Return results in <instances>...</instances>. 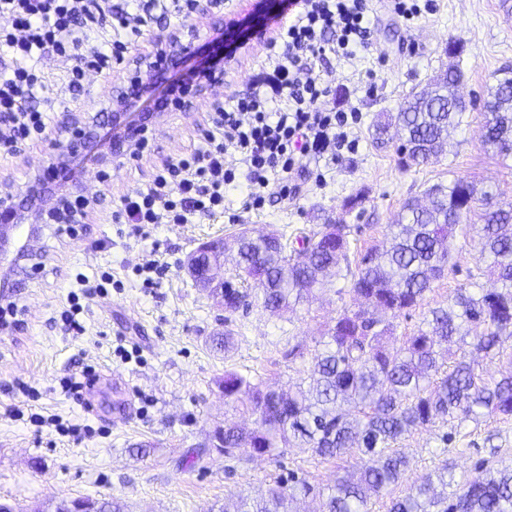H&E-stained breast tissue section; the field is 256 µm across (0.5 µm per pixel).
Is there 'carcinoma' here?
<instances>
[{
    "label": "carcinoma",
    "mask_w": 512,
    "mask_h": 512,
    "mask_svg": "<svg viewBox=\"0 0 512 512\" xmlns=\"http://www.w3.org/2000/svg\"><path fill=\"white\" fill-rule=\"evenodd\" d=\"M459 67L432 77L430 89L408 95L396 116L374 125L379 140L395 143L404 168L438 157L448 132L467 110L453 88ZM484 99L483 144L512 158V68L497 71ZM426 201L409 199L391 242L373 246L358 258L349 254L350 228L328 225L304 235L298 246L263 236L243 243L235 258V279L224 288V311L232 314L251 297V281L262 285L254 296L277 315L310 302L328 278L343 275L361 299L345 310L311 353L304 377L286 391L237 372L224 374V398L238 404L252 427L224 426V455L278 460L283 449L306 448L322 459L355 456L336 473L322 497L320 512H366L371 494L402 483L411 460L394 447L401 438L434 420L482 415L512 416V203L493 205V194L464 177L431 185ZM482 213V259L497 288L477 292L460 286L448 305L429 310L424 327L396 335L393 319L423 305L426 292L450 260L449 243L466 229L462 220L476 206ZM458 345L460 353L451 350ZM508 356L511 368L486 382L471 353ZM315 493L306 479L290 471L252 497L239 493L224 512H297L296 504ZM86 512H124L115 498L82 500ZM387 512H512V467L488 468L485 462L461 481L449 468L428 474L418 485L389 500Z\"/></svg>",
    "instance_id": "cac0c4a2"
}]
</instances>
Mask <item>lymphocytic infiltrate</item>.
<instances>
[{"mask_svg": "<svg viewBox=\"0 0 512 512\" xmlns=\"http://www.w3.org/2000/svg\"><path fill=\"white\" fill-rule=\"evenodd\" d=\"M197 0H151L150 9H116L112 0H0V149L42 139L53 111L43 96V60H56L71 96L88 72L107 73L132 37L147 26L150 10L176 11L186 19ZM296 13L267 46L270 68L253 91L215 104L201 130V146L170 157L146 188L121 197L115 220L146 236L152 224H184L189 213L212 214L236 180L226 154H237L250 192L244 208L260 206L270 182L288 193L287 175L297 157L319 158L348 139L358 113L327 107L329 87L315 72L326 54L348 62L367 51L374 21L366 0H291Z\"/></svg>", "mask_w": 512, "mask_h": 512, "instance_id": "f902f5d3", "label": "lymphocytic infiltrate"}]
</instances>
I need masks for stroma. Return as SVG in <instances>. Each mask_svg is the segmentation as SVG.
Wrapping results in <instances>:
<instances>
[{
    "instance_id": "1",
    "label": "stroma",
    "mask_w": 512,
    "mask_h": 512,
    "mask_svg": "<svg viewBox=\"0 0 512 512\" xmlns=\"http://www.w3.org/2000/svg\"><path fill=\"white\" fill-rule=\"evenodd\" d=\"M418 2L425 10L417 20L385 15L374 22L373 48L361 61L332 58L317 66L331 88V106L361 114L349 131L356 146L337 148L317 160L300 159L288 178L294 187L290 198H281L273 186L260 209L245 211L247 184L242 181L227 188L223 208L213 214L192 216L185 224L156 225L145 238L132 236L128 225L113 223L115 201L145 187L167 157L197 145L210 108L206 101L188 112H166L160 120L151 116L149 104H138L152 134L140 159H113L103 180L93 158L78 156L63 179L50 183L43 205L74 186L106 202L96 206L85 236L62 238L53 227H42L31 247L48 272H34L24 261L13 278L23 325L16 331L0 329V502L12 504L16 512H55L64 500L118 497L125 512H220L227 497L257 492L291 470L317 487L333 480L336 461L300 448L288 449L276 462L229 458L215 450L213 434L224 422L241 419L224 401L220 382L225 372L287 388L304 367L286 359L288 348L299 342L314 346L344 309L356 308L348 281L334 278L309 305L282 317L255 305L228 315L186 276L183 260L199 243L213 238L230 242L244 229L274 228L292 240L329 219L348 224L351 247L362 252L385 242L406 200L457 176L492 191L498 200L512 201V158L497 157L480 138L482 102L493 75L512 67V15H505L500 0ZM238 8L239 0H199L188 20L175 18L144 32L110 74H88L80 111L100 109L129 60L150 50L152 40L184 26L197 29L200 57L223 53L214 38L225 17ZM451 40L464 48L457 63L463 72L460 92L470 108L452 132L445 155L403 168L394 146H376L373 124L378 114L396 113L406 95L424 89L430 77L448 66L444 48ZM43 70L50 78L46 95L57 104L44 139L0 154V173L19 184L49 141L63 135L60 69L48 60ZM265 72L266 46L261 43L238 54L214 95L225 101L245 93ZM357 192L365 196L361 208L345 212V198ZM466 222V234L450 242L452 269L433 283L422 309L396 318L398 333L416 331L425 310L447 304L459 286L492 287L480 255L479 211H472ZM154 259L167 268L147 285L136 269ZM104 271L122 285L86 300V331L72 336L60 315L77 288L75 277L94 278ZM227 332L233 345L226 350L217 340ZM122 348L131 350V360L120 358ZM88 365L95 374L80 396L63 392L60 380L80 375ZM37 415L42 418L38 424L33 421ZM54 417L69 425H91L92 431L60 434L50 423ZM401 446L412 468L403 484L372 497V512H385L389 498L441 467L459 479L480 461L491 467L512 463V417L427 424Z\"/></svg>"
}]
</instances>
